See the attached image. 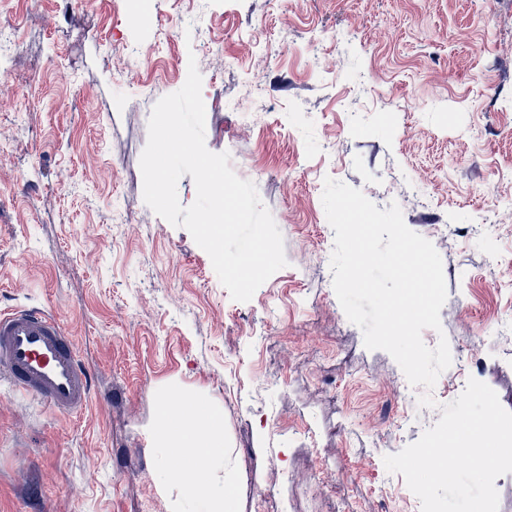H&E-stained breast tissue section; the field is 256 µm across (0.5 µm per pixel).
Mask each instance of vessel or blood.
<instances>
[{"mask_svg": "<svg viewBox=\"0 0 512 512\" xmlns=\"http://www.w3.org/2000/svg\"><path fill=\"white\" fill-rule=\"evenodd\" d=\"M36 396L53 411L77 414L92 376L64 324L39 308L0 312V385Z\"/></svg>", "mask_w": 512, "mask_h": 512, "instance_id": "vessel-or-blood-1", "label": "vessel or blood"}]
</instances>
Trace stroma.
Masks as SVG:
<instances>
[{
  "mask_svg": "<svg viewBox=\"0 0 512 512\" xmlns=\"http://www.w3.org/2000/svg\"><path fill=\"white\" fill-rule=\"evenodd\" d=\"M0 311L57 316L94 379L80 414L0 389V512H208L163 406L223 419L235 512H421L385 455L468 379L512 412V0H0ZM196 59L205 143L255 184L288 264L247 302L143 200L155 103ZM398 204L447 284L452 363L405 400L332 286L325 178Z\"/></svg>",
  "mask_w": 512,
  "mask_h": 512,
  "instance_id": "1",
  "label": "stroma"
}]
</instances>
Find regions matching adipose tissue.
Segmentation results:
<instances>
[{
  "label": "adipose tissue",
  "instance_id": "obj_1",
  "mask_svg": "<svg viewBox=\"0 0 512 512\" xmlns=\"http://www.w3.org/2000/svg\"><path fill=\"white\" fill-rule=\"evenodd\" d=\"M222 429V419L217 415L199 418L194 403H187L180 415L170 421L166 446L192 461L222 453L224 444L216 434Z\"/></svg>",
  "mask_w": 512,
  "mask_h": 512
}]
</instances>
